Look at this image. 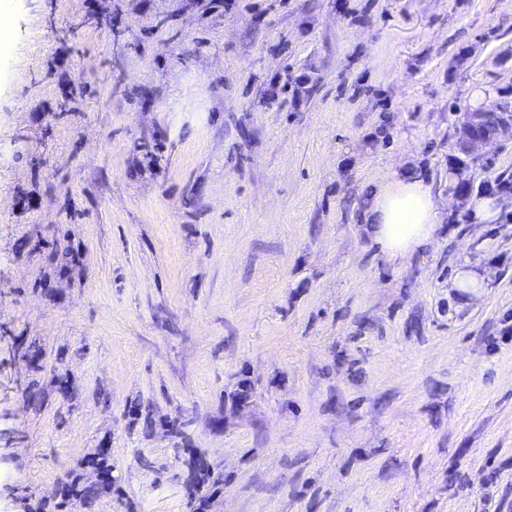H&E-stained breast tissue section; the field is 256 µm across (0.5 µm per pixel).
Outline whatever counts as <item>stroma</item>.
<instances>
[{"instance_id":"1","label":"stroma","mask_w":512,"mask_h":512,"mask_svg":"<svg viewBox=\"0 0 512 512\" xmlns=\"http://www.w3.org/2000/svg\"><path fill=\"white\" fill-rule=\"evenodd\" d=\"M6 6L0 512L98 448L95 512H193L196 455L205 512H512V212L448 179L512 88V0ZM410 168L450 213L388 262L361 210ZM466 174L496 195L512 132ZM490 104L485 111L466 112L465 120L461 123L459 133H463L468 139L467 148L471 157L479 158L480 150L482 147L491 142L500 133V131L511 129L512 124L503 125L495 121L493 126L488 127L486 130L477 133L476 129L484 124L488 114L495 112H510L512 113V90L504 92L499 101L495 104V109L491 111L494 106ZM467 207L473 223L493 224L502 212L509 208L512 211V200L502 197L472 198ZM487 280V271L475 268H464L456 272L450 288H453L457 294L473 296L476 295L481 288H486Z\"/></svg>"}]
</instances>
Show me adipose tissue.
<instances>
[{
    "mask_svg": "<svg viewBox=\"0 0 512 512\" xmlns=\"http://www.w3.org/2000/svg\"><path fill=\"white\" fill-rule=\"evenodd\" d=\"M445 216L425 178L418 171L402 170L369 192L362 222L378 253L397 262L429 248Z\"/></svg>",
    "mask_w": 512,
    "mask_h": 512,
    "instance_id": "adipose-tissue-1",
    "label": "adipose tissue"
}]
</instances>
